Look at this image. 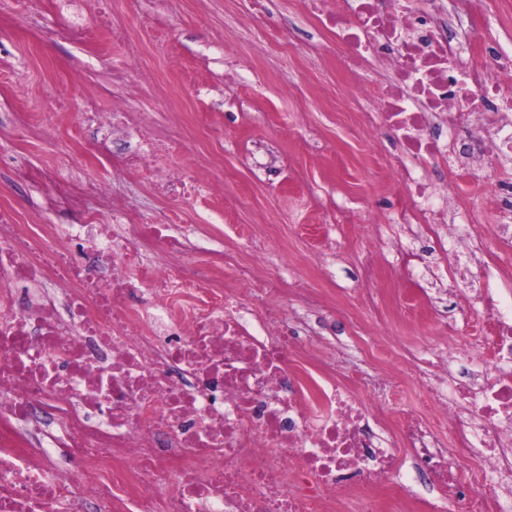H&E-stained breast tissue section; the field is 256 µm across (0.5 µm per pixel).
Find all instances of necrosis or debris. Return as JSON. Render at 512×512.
<instances>
[{"mask_svg":"<svg viewBox=\"0 0 512 512\" xmlns=\"http://www.w3.org/2000/svg\"><path fill=\"white\" fill-rule=\"evenodd\" d=\"M458 2L306 0L359 78L364 127L397 145L402 222L450 253L487 319L479 359L447 323L383 376L416 378L434 421L407 414L376 434L330 348L296 335L291 310L245 303L244 284L274 292L282 272L253 260L225 284L224 253L196 225L135 223L118 206L19 224L0 209V512H512V301L483 260L512 226L466 231L425 172L512 157V58L448 30ZM112 85L111 112L83 102L96 134L125 137L97 159L139 171L164 146L148 113L125 108L123 71ZM472 457L484 477L468 491L457 474Z\"/></svg>","mask_w":512,"mask_h":512,"instance_id":"necrosis-or-debris-1","label":"necrosis or debris"}]
</instances>
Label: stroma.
Masks as SVG:
<instances>
[{
	"label": "stroma",
	"mask_w": 512,
	"mask_h": 512,
	"mask_svg": "<svg viewBox=\"0 0 512 512\" xmlns=\"http://www.w3.org/2000/svg\"><path fill=\"white\" fill-rule=\"evenodd\" d=\"M117 2L140 52L92 25L74 40L71 19L79 10L91 13L92 0H7L0 9V208L15 211L22 222L51 224L54 189L27 179L26 171L50 168L59 179L87 182L105 177L86 164L75 129L88 91L97 92L102 111L111 110L112 72L124 70L130 111L156 106L167 149L140 172H115L108 179L114 197L135 213L200 225L213 248L223 251L228 276L265 236L279 238L282 247L269 261L308 281L335 308L322 333L341 349L337 377L362 382L366 401L389 417L433 413L412 380L380 387V365L368 353L372 318L361 303L357 261L374 253L384 266L395 263L394 218L406 196L386 161L395 149L391 137L383 129L372 135L362 129L359 89L338 61L332 35L307 13L304 0H270L264 23L284 46L269 54L238 30L249 0ZM468 9L477 43L512 54V0H469ZM228 50L240 58L230 76ZM150 71L159 85L152 99L136 89ZM41 121L57 126L54 140L30 135L29 125ZM194 155L220 181L222 195L208 201L161 195L165 167ZM431 176L447 187L450 201L463 203L472 225L512 224V211L503 210L481 181L459 184L439 168ZM352 211L359 221L385 224L383 238L361 235L346 222ZM377 301L398 322L402 343L428 331L410 310L428 301L417 284L396 295L380 278Z\"/></svg>",
	"instance_id": "obj_1"
}]
</instances>
